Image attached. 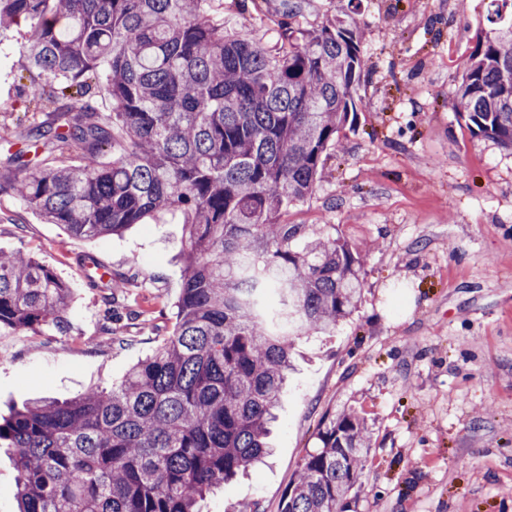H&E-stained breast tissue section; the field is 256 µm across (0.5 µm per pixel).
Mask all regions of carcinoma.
<instances>
[{
    "label": "carcinoma",
    "instance_id": "carcinoma-1",
    "mask_svg": "<svg viewBox=\"0 0 512 512\" xmlns=\"http://www.w3.org/2000/svg\"><path fill=\"white\" fill-rule=\"evenodd\" d=\"M206 0H0V30L30 26L18 69L55 105L3 142L11 193L75 237L179 215L186 240L173 334L109 389L0 415L19 512H197L270 453L295 339L358 308L364 259L286 224L357 112L362 35L338 15L262 45L224 33ZM457 89L474 135L512 149V0H490ZM108 96L107 115L92 103ZM112 150V163L99 162ZM75 152L83 164L52 156ZM112 305L118 277L88 256ZM71 288L0 250V332L68 328ZM281 512H349L369 450L351 410L328 415Z\"/></svg>",
    "mask_w": 512,
    "mask_h": 512
}]
</instances>
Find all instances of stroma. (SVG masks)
Instances as JSON below:
<instances>
[{
    "label": "stroma",
    "instance_id": "obj_1",
    "mask_svg": "<svg viewBox=\"0 0 512 512\" xmlns=\"http://www.w3.org/2000/svg\"><path fill=\"white\" fill-rule=\"evenodd\" d=\"M224 0L225 31L272 41L350 14L366 59L359 110L289 224L346 241L365 259L355 313L296 344L271 437L273 456L198 512H279L328 413L353 409L370 448L352 512H512V151L471 134L456 90L489 0ZM29 36L0 33V137L35 109L14 61ZM175 221L75 238L0 192V248L20 250L72 288L67 335L0 333V411L120 382L170 336L181 288ZM90 255L125 280L112 305L87 288ZM111 324V342L101 339Z\"/></svg>",
    "mask_w": 512,
    "mask_h": 512
}]
</instances>
